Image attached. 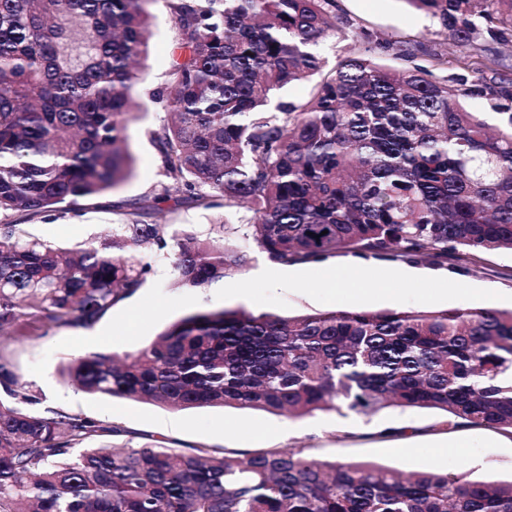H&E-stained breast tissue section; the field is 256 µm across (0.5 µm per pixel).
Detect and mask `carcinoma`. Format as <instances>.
Instances as JSON below:
<instances>
[{"instance_id": "cac0c4a2", "label": "carcinoma", "mask_w": 512, "mask_h": 512, "mask_svg": "<svg viewBox=\"0 0 512 512\" xmlns=\"http://www.w3.org/2000/svg\"><path fill=\"white\" fill-rule=\"evenodd\" d=\"M155 0H0V335L39 323L90 327L137 294L158 260L198 292L245 264L241 227L275 264L362 259L476 262L512 252V78L483 41L512 32V0H407L490 66L361 29L327 73L317 45L336 0H169L178 32L165 117L149 131L164 180L112 201L133 178L136 119ZM429 57L393 68L371 54ZM318 75L303 102L274 96ZM482 101L496 114L465 107ZM238 214L215 238L158 224L159 205ZM123 215L112 234L63 248L12 220ZM83 391L177 410L290 417L428 409L448 429L512 433V309L282 317L203 305L133 353L71 359ZM0 512H512V481L323 461L306 449L115 445L111 423L39 411L0 362Z\"/></svg>"}]
</instances>
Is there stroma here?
Returning <instances> with one entry per match:
<instances>
[{
    "mask_svg": "<svg viewBox=\"0 0 512 512\" xmlns=\"http://www.w3.org/2000/svg\"><path fill=\"white\" fill-rule=\"evenodd\" d=\"M337 4L344 20L342 30L319 47L328 64L344 54L353 31L367 29L391 41L423 42L428 50L443 53L449 72H456L464 48L436 34L429 19L406 0H337ZM150 10L153 35L144 81L136 95L145 113L128 130L136 162L134 177L118 191L123 198L149 193L161 179L148 131L164 114L151 103L149 93L165 83L177 37L167 0H154ZM112 222V213L89 209L80 216L38 220L26 229L36 237L77 248L106 233ZM234 241L247 260L241 271L228 275L223 283L200 292H180L170 288L171 272L162 266L139 293L115 305L94 325L59 326L41 336L18 331L0 343V355L11 361L20 383L38 394L44 406L105 420L124 429L135 444L151 438L179 450L203 447L215 453L226 448H308L321 460H366L406 471L460 467L474 480H512L511 435L481 426L446 430L429 410L389 409L370 417L319 412L299 418L232 408L172 410L94 396L63 379L60 367L70 359L99 351L120 356L135 352L205 303L281 316L350 307L369 311L512 308V254L507 252L483 255L474 267L444 262L449 272L445 279L431 277L434 263H420L427 277L413 286L400 276L404 262L370 260L359 292L352 294L332 288L333 282L348 283L355 277L347 257L281 266L269 262L251 237L239 234ZM386 426L393 433L384 437L380 431Z\"/></svg>",
    "mask_w": 512,
    "mask_h": 512,
    "instance_id": "obj_1",
    "label": "stroma"
}]
</instances>
